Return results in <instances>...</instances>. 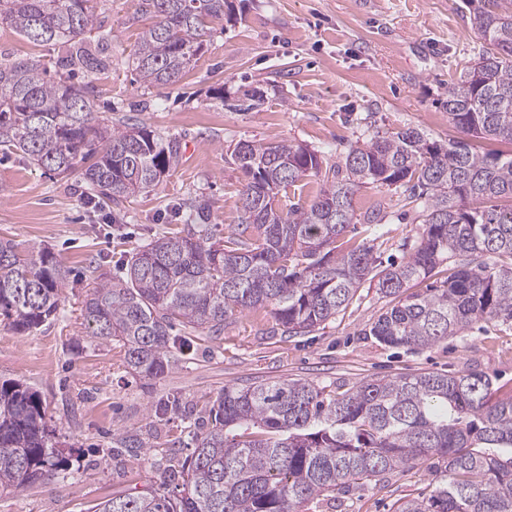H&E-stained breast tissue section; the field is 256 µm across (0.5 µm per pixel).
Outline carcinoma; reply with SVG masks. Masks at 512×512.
Masks as SVG:
<instances>
[{
	"label": "carcinoma",
	"instance_id": "1",
	"mask_svg": "<svg viewBox=\"0 0 512 512\" xmlns=\"http://www.w3.org/2000/svg\"><path fill=\"white\" fill-rule=\"evenodd\" d=\"M98 0H0V20L34 42H53L71 70L54 77L36 62H0V149L84 181L115 206L156 186L178 163L181 145L138 124L109 126L92 110ZM477 6H472V3ZM483 41L477 60L448 87L444 107L462 133L512 145V0H466ZM228 0H137L157 22L141 33L134 63L142 81L176 84L201 50ZM234 163L245 181L241 224L220 238L212 211L194 200L183 229L140 247L83 301L88 336L116 341L125 368L154 380L189 354L199 336L217 338L246 310L270 309L264 333L305 336L336 318L368 286L395 304L368 335L389 348L423 350L487 318L512 321V153L480 152L465 141H429L399 128L351 143L327 168L298 142H240ZM308 177L322 181L304 206L281 204ZM366 185L418 203L423 230L399 262L346 237L352 224H383L377 206L358 216ZM63 277L45 249L19 254L0 239V319L24 334L55 320ZM419 283L425 291L411 293ZM468 370L374 378L343 392L307 379L224 388L192 431L194 450L173 489L119 494L89 512H304V506L362 480L412 468L429 456L444 470L430 495L395 512H512V396ZM132 435L112 454L136 453ZM67 466L40 397L0 383V490L23 492Z\"/></svg>",
	"mask_w": 512,
	"mask_h": 512
}]
</instances>
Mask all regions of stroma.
<instances>
[{"instance_id": "1", "label": "stroma", "mask_w": 512, "mask_h": 512, "mask_svg": "<svg viewBox=\"0 0 512 512\" xmlns=\"http://www.w3.org/2000/svg\"><path fill=\"white\" fill-rule=\"evenodd\" d=\"M233 20L210 24L204 48L175 85L144 84L132 64L141 32L153 18L134 19V0H100L108 42L90 100L96 113L126 118L177 138L181 155L155 187L121 207L106 205L79 176H59L21 155L0 154V238L20 253L52 250L64 274L63 313L30 335L0 321V381L37 391L49 425L61 428L66 470L19 493H0V512H86L115 494L159 488L192 452L184 416L205 420V408L225 387L248 380H333L344 387L405 373H457L495 378L512 394V321L487 320L422 352L389 349L368 330L389 306L363 288L335 319L305 336H264L268 310L235 316L219 339L196 341L163 377L144 385L124 367L119 343L87 334L82 302L103 276L118 272L135 248L157 233H178L191 199L208 201L219 236L241 222L244 176L231 153L237 143L294 141L338 162L349 143L394 128L417 129L432 141L460 133L443 102L482 41L464 0H232ZM43 59L61 69L51 43H33L0 25V61ZM381 204L389 219L381 250L400 258L415 240L404 198L385 188L360 190L356 212ZM177 399L170 421L152 406ZM139 435L149 455L112 457L119 435ZM441 459L385 475L316 500L308 512H392L400 498L428 496Z\"/></svg>"}]
</instances>
